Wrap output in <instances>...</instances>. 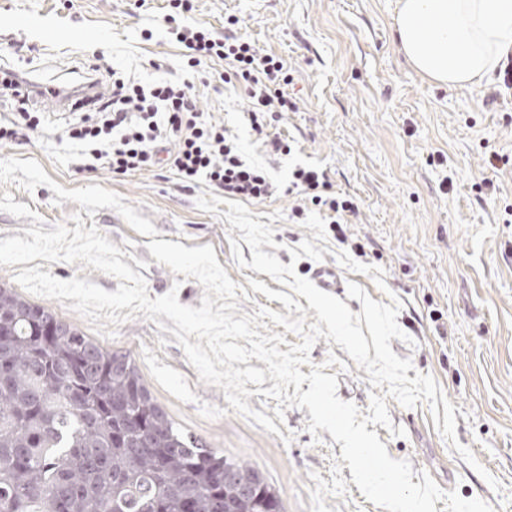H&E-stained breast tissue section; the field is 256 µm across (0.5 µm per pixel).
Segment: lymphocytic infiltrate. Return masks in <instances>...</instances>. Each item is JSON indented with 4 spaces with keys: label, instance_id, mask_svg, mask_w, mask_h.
Masks as SVG:
<instances>
[{
    "label": "lymphocytic infiltrate",
    "instance_id": "f902f5d3",
    "mask_svg": "<svg viewBox=\"0 0 512 512\" xmlns=\"http://www.w3.org/2000/svg\"><path fill=\"white\" fill-rule=\"evenodd\" d=\"M174 34L189 51L188 67L214 58L224 60L229 76L244 86L254 111L292 109L283 90L288 70L280 58L231 33L219 35L204 27L185 26ZM85 68L94 83L107 84L109 90L75 104L81 115L70 122L67 136L80 156L105 162L116 177L165 165L182 183L203 180L230 199L261 200L277 192L268 172L243 160L223 125L200 110L190 85L165 81L144 86L118 78L112 68L94 61L86 62ZM5 87L19 114L14 122L0 125V140L21 141L40 125L41 118L32 110L31 92L12 79ZM170 140L175 143L171 150L166 147ZM288 189L334 224L355 210L352 201L336 197L327 174L316 168L292 169Z\"/></svg>",
    "mask_w": 512,
    "mask_h": 512
}]
</instances>
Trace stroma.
Returning a JSON list of instances; mask_svg holds the SVG:
<instances>
[{
	"mask_svg": "<svg viewBox=\"0 0 512 512\" xmlns=\"http://www.w3.org/2000/svg\"><path fill=\"white\" fill-rule=\"evenodd\" d=\"M397 0H193L191 12L172 15L168 0H0V66L39 77L82 69L86 59L144 85L186 81L202 112L224 124L248 162L262 165L280 190L249 201L255 220L275 230L276 255L310 278L318 262L292 260L289 251L310 240L324 265L360 285L378 302L397 298V322L410 343L391 339L393 352L431 375L455 407L456 438L491 474L483 479L436 431L430 407L406 408L388 400L394 426L405 436L375 431L392 458L412 464L413 483L430 474L440 488L512 512V89L491 79L481 87L436 83L416 71L394 36ZM234 31L260 50L282 58L292 82V110L265 116L269 131L290 140L288 156L267 155L252 129L247 95L238 83L219 81L224 61L199 71L171 25ZM45 118L28 142L0 141V240L24 237L31 227L52 231L80 214L123 252L145 280L149 298L177 290L181 304L200 307L196 279H179L158 264L149 242L188 248L213 246L219 264L240 287L249 280L279 290L271 276L236 265L230 229L196 199L206 181L182 187L174 171L153 168L112 177L107 168L81 171L66 138L71 117L56 98L37 100ZM498 154L497 167L487 158ZM325 170L337 196L357 210L345 224L321 215L296 218L300 202L285 193L295 165ZM345 252L382 268L384 286L339 266ZM21 265L0 266V284L18 289ZM104 348L128 355L169 418L213 451L259 469L278 490L285 512H385L366 500L328 431L312 437L308 409L286 410L279 433L234 412L222 388L200 381L173 334L136 313L113 335L55 299L18 289ZM345 367L337 395L367 410L371 385L341 346L318 340L312 366L328 355ZM291 435L283 443V435Z\"/></svg>",
	"mask_w": 512,
	"mask_h": 512,
	"instance_id": "stroma-1",
	"label": "stroma"
}]
</instances>
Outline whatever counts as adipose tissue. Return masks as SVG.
Masks as SVG:
<instances>
[{
    "label": "adipose tissue",
    "instance_id": "1",
    "mask_svg": "<svg viewBox=\"0 0 512 512\" xmlns=\"http://www.w3.org/2000/svg\"><path fill=\"white\" fill-rule=\"evenodd\" d=\"M408 62L440 84L480 86L512 53V0H398Z\"/></svg>",
    "mask_w": 512,
    "mask_h": 512
}]
</instances>
